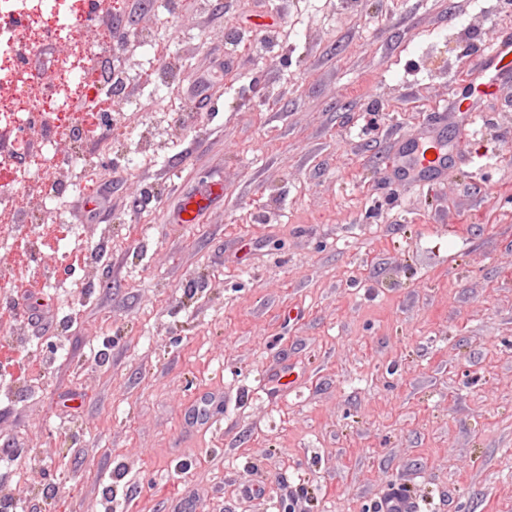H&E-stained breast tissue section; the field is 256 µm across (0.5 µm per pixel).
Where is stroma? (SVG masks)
I'll list each match as a JSON object with an SVG mask.
<instances>
[{
  "mask_svg": "<svg viewBox=\"0 0 512 512\" xmlns=\"http://www.w3.org/2000/svg\"><path fill=\"white\" fill-rule=\"evenodd\" d=\"M502 37L512 0H112L83 66L122 73L131 161L75 140L61 249L88 263L34 243L38 321L0 328L45 365L0 376V502L377 512L402 484L422 512H512V78L466 139L454 109ZM107 179L111 222L73 211ZM416 166L418 173L427 179L437 174L446 165L444 147L436 141H423L417 144Z\"/></svg>",
  "mask_w": 512,
  "mask_h": 512,
  "instance_id": "35a3bbf8",
  "label": "stroma"
}]
</instances>
